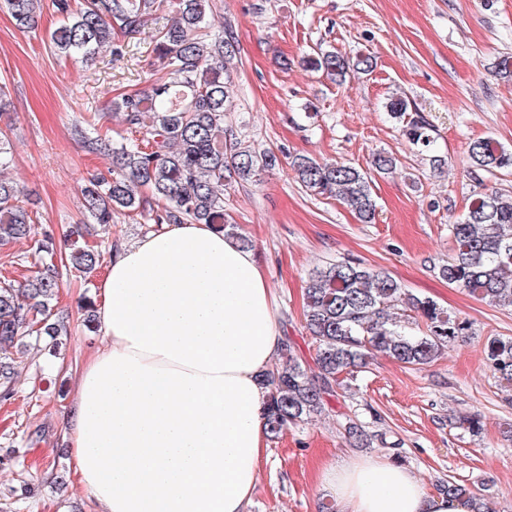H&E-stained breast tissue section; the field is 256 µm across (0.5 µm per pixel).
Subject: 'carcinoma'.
Segmentation results:
<instances>
[{
  "label": "carcinoma",
  "instance_id": "carcinoma-1",
  "mask_svg": "<svg viewBox=\"0 0 512 512\" xmlns=\"http://www.w3.org/2000/svg\"><path fill=\"white\" fill-rule=\"evenodd\" d=\"M157 2L51 0L61 19L50 32V43L68 58L89 61L106 50L121 57L124 45L113 41L112 29L126 36L137 34ZM3 5L18 28H38L42 0H3ZM172 8V22L155 36L156 83L148 90L111 99L112 112L121 116L127 136L115 141L111 129L95 127L92 135L84 137V148L111 155L112 167L87 178L82 207L103 225L111 224L112 214L121 211L147 216L158 227L209 224L249 248L250 240L224 211V190L275 167L277 156L224 129L226 114L235 108L231 70L239 43L233 31L225 27L213 37L208 35L214 8L209 0H173ZM310 64L336 81L350 70V62L334 51L318 53ZM387 109L418 154L432 153L433 126L418 114L409 116L406 99L390 100ZM468 157L471 167L491 175L512 170V152L490 139L472 142ZM290 165L312 194L343 201L363 224L376 219L370 173L305 155L292 157ZM371 166L378 175L391 174L396 159L377 153ZM32 205L17 182L0 177L1 246L30 236L37 215ZM448 231L453 249L448 262L439 266V276L488 305L512 306V203L497 193H478ZM37 251L49 261L25 284L17 288L0 282V398L4 400L11 397L16 376L9 350L33 337H45L48 354L59 355L61 328L53 300L64 278L90 275L104 260L102 246L88 244L80 224L69 230L64 252L56 253L49 234L38 241ZM304 320L317 371L306 369L287 336L278 363L262 375L268 390L265 430L271 441L323 412L343 383L354 379L374 355L381 353L408 366L428 365L472 329L470 321L430 298L410 293L388 272L350 259L328 262L309 274ZM484 354L493 376L511 385L512 338H489ZM345 432L361 446L382 438L354 420L346 423ZM437 489L469 499L475 512H489L482 495L464 484L449 480Z\"/></svg>",
  "mask_w": 512,
  "mask_h": 512
}]
</instances>
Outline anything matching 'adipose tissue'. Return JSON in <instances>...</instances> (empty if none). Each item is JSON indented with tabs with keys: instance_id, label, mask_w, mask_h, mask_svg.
<instances>
[{
	"instance_id": "1",
	"label": "adipose tissue",
	"mask_w": 512,
	"mask_h": 512,
	"mask_svg": "<svg viewBox=\"0 0 512 512\" xmlns=\"http://www.w3.org/2000/svg\"><path fill=\"white\" fill-rule=\"evenodd\" d=\"M253 250L168 224L112 253L95 307L107 340L75 378L64 435L97 512H247L266 447L261 376L280 356ZM345 512H473L393 458L326 469Z\"/></svg>"
}]
</instances>
